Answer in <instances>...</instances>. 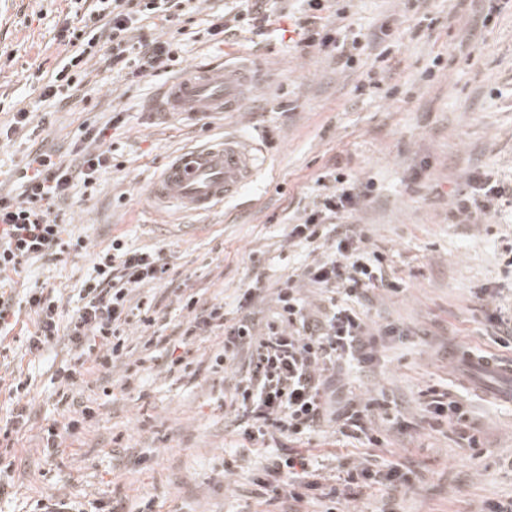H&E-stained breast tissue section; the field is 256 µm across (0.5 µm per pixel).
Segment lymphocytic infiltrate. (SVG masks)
Instances as JSON below:
<instances>
[{
  "label": "lymphocytic infiltrate",
  "instance_id": "lymphocytic-infiltrate-1",
  "mask_svg": "<svg viewBox=\"0 0 512 512\" xmlns=\"http://www.w3.org/2000/svg\"><path fill=\"white\" fill-rule=\"evenodd\" d=\"M195 11L193 0H95L90 9L83 0H70L56 36L65 54L42 86L41 98L59 103L74 99L94 59L133 82L167 71L176 60L177 37ZM146 19L156 20L167 37L137 36L139 23ZM122 122L116 114L106 126L82 123L73 162H64L52 151L29 155L19 175L20 193H0L1 276L18 272L33 259L56 260L86 248V239L71 234L63 208L74 188H81L84 198L95 197L100 174L113 167L108 130ZM368 193L367 185L353 181L333 188L319 196L301 223L289 225V241L321 250L322 255L307 264L298 278H287L275 289V312L265 325L256 322V305L265 291L258 278L238 296L231 313L223 303H203L192 295L181 301L186 313L180 324L184 353L171 361L170 371L193 374L195 360L190 353L196 342L217 338L211 373H222L237 363L244 369L229 395V406L243 423L244 438L288 443L253 480L270 506L316 500L324 504L325 512H336L355 489L406 481L399 464L387 462L375 470L361 463L344 468L337 483L330 484L319 474L313 454L296 449L312 433L333 423L342 436L364 437L375 447L381 443L367 427L373 402L352 398L341 405L336 402L343 366H371L384 342L400 333L394 324H373L357 308L369 301L374 290L400 289L384 277L385 254L368 248L354 222L359 201ZM504 206L512 207V189L479 172L470 177L469 188L451 216L459 224H478ZM168 276L169 266L159 253L129 247L116 238L97 254L94 273L79 291L82 304L69 319H62L57 300L44 288L28 289L19 302L0 291V333L26 310L36 317L35 330L27 338L30 354H41L60 342L74 353V362L61 365L55 373L58 402L66 416L43 427L44 454L55 453L65 435L85 429L95 418L92 399L83 396L89 371H107L121 363L124 383L139 379L145 361L129 360L125 334L133 313L132 294L141 285L161 283ZM305 284L319 291L321 305L308 307L301 292Z\"/></svg>",
  "mask_w": 512,
  "mask_h": 512
}]
</instances>
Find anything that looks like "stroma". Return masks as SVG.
Listing matches in <instances>:
<instances>
[{
  "label": "stroma",
  "instance_id": "35a3bbf8",
  "mask_svg": "<svg viewBox=\"0 0 512 512\" xmlns=\"http://www.w3.org/2000/svg\"><path fill=\"white\" fill-rule=\"evenodd\" d=\"M236 5L200 0L173 73L133 83L96 64L80 100L54 107L39 102L37 77L64 54L54 36L69 0H0V52L11 57L0 67V125L16 109L33 113L23 130L0 141V190L15 188L30 151L67 153L85 120L102 125L116 110L125 118L111 138L115 169L102 174L94 199L74 196L67 209L87 251L63 263L30 261L14 278L16 290L42 286L77 302L96 253L116 236L159 252L170 268L167 281L137 292L167 338L150 369L124 389L123 366L112 368L108 399L88 380L84 393L99 398L97 415L54 455L43 454L39 428L62 417L51 377L68 351L59 345L40 357L28 353L34 317L26 311L0 340L9 350L0 376L29 379L33 408L0 512H31L35 499L51 494L120 502L125 512L146 501L154 512H266L251 477L270 450L238 434L224 404L228 384L207 370L214 338L193 353L196 375L167 369L183 319L177 297L230 306L255 275L273 287L294 274L308 256L289 245L288 227L312 207L321 185H333L336 171L374 184L358 205V224L369 247L386 254L387 279L404 290L376 292L368 315L404 333L385 343L372 367L342 374L354 394L375 400L371 427L382 447L328 428L311 440V452L329 466L376 454L411 469L409 484L362 490L345 512H484L489 501L511 499L512 405L464 385L446 352L456 345L504 353L489 317L512 304V272L502 256L512 209L500 208L485 224L452 223L450 212L472 172L512 183V0H348L342 37L383 38L388 53L357 54L347 65L339 53L300 43L304 0H277L263 27L212 40V22L233 16ZM233 55L273 75L243 111L206 118L152 111L172 76L221 68ZM380 72L384 81L369 84ZM225 136L247 138L262 151L238 195L204 215L152 205L149 188L173 154ZM432 388L461 404L467 426L431 418ZM231 449L238 462L228 473Z\"/></svg>",
  "mask_w": 512,
  "mask_h": 512
}]
</instances>
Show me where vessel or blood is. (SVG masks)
<instances>
[{"label":"vessel or blood","mask_w":512,"mask_h":512,"mask_svg":"<svg viewBox=\"0 0 512 512\" xmlns=\"http://www.w3.org/2000/svg\"><path fill=\"white\" fill-rule=\"evenodd\" d=\"M269 80V75L251 72L240 64H228L220 70L199 68L166 84L159 109L192 117L237 112L248 88ZM254 171L252 143L241 137H224L173 155L153 181L151 196L180 212L205 214L240 192ZM448 360L462 368L465 385L512 403V357L455 350Z\"/></svg>","instance_id":"obj_1"}]
</instances>
